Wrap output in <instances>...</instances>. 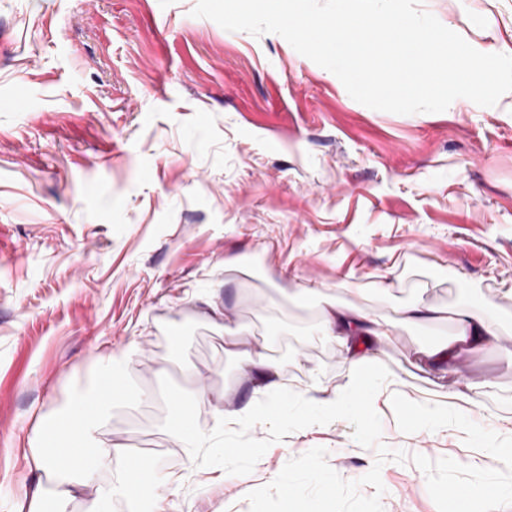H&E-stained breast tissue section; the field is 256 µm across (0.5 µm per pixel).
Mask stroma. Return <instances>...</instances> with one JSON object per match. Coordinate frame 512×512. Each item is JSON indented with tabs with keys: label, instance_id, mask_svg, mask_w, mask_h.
Instances as JSON below:
<instances>
[{
	"label": "stroma",
	"instance_id": "stroma-1",
	"mask_svg": "<svg viewBox=\"0 0 512 512\" xmlns=\"http://www.w3.org/2000/svg\"><path fill=\"white\" fill-rule=\"evenodd\" d=\"M196 0H0V512L35 482L25 454L43 414L92 390L100 353L129 352L132 390L104 439L177 479L159 512H250L247 495L314 447L356 480L377 452L337 420L284 436L252 473L186 469L164 424L173 399L240 408L254 385L224 355L226 329L268 352L296 388L333 394L348 377L314 336L308 284L382 317L408 298L482 301L499 340L463 376L418 362L421 330L378 354L408 397L483 382L476 423L512 419V92L481 107L394 114L350 97L332 72L280 35L229 32L193 16ZM475 49L512 55V0H422ZM394 269L375 296L369 274ZM222 304L213 317L201 296ZM384 512H437L410 460H497L455 428L403 433L384 404Z\"/></svg>",
	"mask_w": 512,
	"mask_h": 512
}]
</instances>
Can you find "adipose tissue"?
<instances>
[{
  "mask_svg": "<svg viewBox=\"0 0 512 512\" xmlns=\"http://www.w3.org/2000/svg\"><path fill=\"white\" fill-rule=\"evenodd\" d=\"M296 297L318 304L317 334L339 347L348 363L344 388L330 398L294 389L267 354L240 350V330L228 331L224 354L252 374L257 396L240 409L229 410L223 403H215L214 426L209 431L201 429L192 404L172 407L166 429L182 448L186 466H198L214 455L223 445L224 430L249 423L284 424V405L291 401L299 402L307 417L329 418L361 411L384 394L402 397L401 380L372 351L373 345L395 335L397 326L450 325L449 336L427 342L420 354L429 368L455 374L460 371L457 360L461 355L487 348L501 334V325L490 309L468 303L437 307L410 300L398 308L392 322L364 307L343 304L315 286L298 288ZM100 364L101 380L92 393L76 398L63 413L40 417L27 454L29 469L37 480L22 493L15 512H70L71 504L85 498L92 485L97 486L98 494L85 499L83 512H116L120 506L126 512H142L143 489L130 479L135 455L100 435L107 411L128 390L124 361L107 353Z\"/></svg>",
  "mask_w": 512,
  "mask_h": 512,
  "instance_id": "obj_1",
  "label": "adipose tissue"
}]
</instances>
